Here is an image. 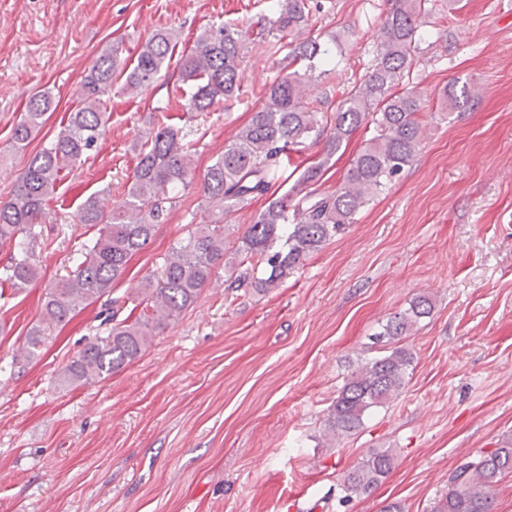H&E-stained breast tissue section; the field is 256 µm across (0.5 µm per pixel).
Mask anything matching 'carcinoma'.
<instances>
[{
    "label": "carcinoma",
    "instance_id": "carcinoma-1",
    "mask_svg": "<svg viewBox=\"0 0 512 512\" xmlns=\"http://www.w3.org/2000/svg\"><path fill=\"white\" fill-rule=\"evenodd\" d=\"M311 0H286L262 35H292L309 19ZM426 0H392L380 29L374 63L354 93L336 111L334 124H319L318 106L306 100L305 87L316 64L329 55L313 38L290 52L294 69L273 81L265 100L235 139L224 146L207 167L202 192L211 216L193 224L172 247L161 270L145 277L128 303L112 298V287L125 273L131 258L147 249L176 204L178 194L193 186L186 161L185 126L160 125L137 149L136 164L123 203L109 210L99 196L88 197L77 222L95 234L75 250L68 276L49 286L43 297V318L26 335L23 358L35 359L47 339L46 331L66 327L82 310L101 303L103 335L87 342L64 367L61 379L70 386L104 380L130 365L145 351L152 337L179 319L199 299L215 269L229 272L228 288L266 293L277 288L313 253L336 236L378 193L388 187L414 160L423 136L420 92L401 87L418 50L417 19ZM172 49V34L158 31L141 45L124 90L142 91L158 77ZM118 49L112 47L94 60L82 83V106L69 114L67 125L32 155L16 177L10 196L0 201V281L17 293L39 279L37 249L43 241L45 202L56 189L61 170L75 169L98 148L109 115L103 97L112 90L118 71ZM241 46L238 29L224 24L209 30L195 51L181 57L178 77L191 83L185 104L188 120L207 114L222 100L239 94ZM475 97L467 83L443 89L440 111L463 109ZM52 102L44 93L32 95L26 112L12 130L11 146L22 150L45 122ZM362 126L373 135L350 162L336 191L317 195L306 191L331 156ZM325 143V157L307 167L296 183L271 201L248 225L234 251L224 249V219L246 203L269 193L283 176L290 153L306 142ZM298 197L293 220L288 202ZM432 311L426 295L414 298L404 312L390 317L378 338L389 343L408 335ZM413 356L394 346L351 371L333 401L329 429L333 436H350L372 409L398 396L412 370ZM393 456L376 449L350 469L341 484L340 501L369 495L389 474ZM512 473V443L457 467L448 477V493L434 512H492L494 488Z\"/></svg>",
    "mask_w": 512,
    "mask_h": 512
}]
</instances>
